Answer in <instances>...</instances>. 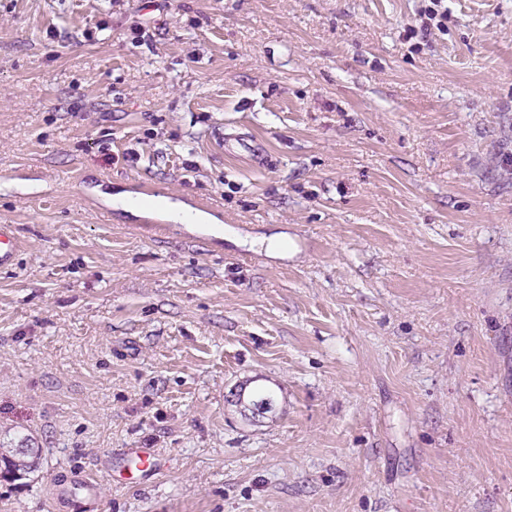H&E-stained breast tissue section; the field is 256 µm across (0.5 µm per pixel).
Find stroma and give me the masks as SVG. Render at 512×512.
Segmentation results:
<instances>
[{"mask_svg":"<svg viewBox=\"0 0 512 512\" xmlns=\"http://www.w3.org/2000/svg\"><path fill=\"white\" fill-rule=\"evenodd\" d=\"M428 4L0 0V512H512V0ZM24 245L17 225L0 224V269L14 267ZM127 457L136 461L137 469L141 472L155 473L159 469V459L153 448L141 446L140 448H129Z\"/></svg>","mask_w":512,"mask_h":512,"instance_id":"stroma-1","label":"stroma"}]
</instances>
